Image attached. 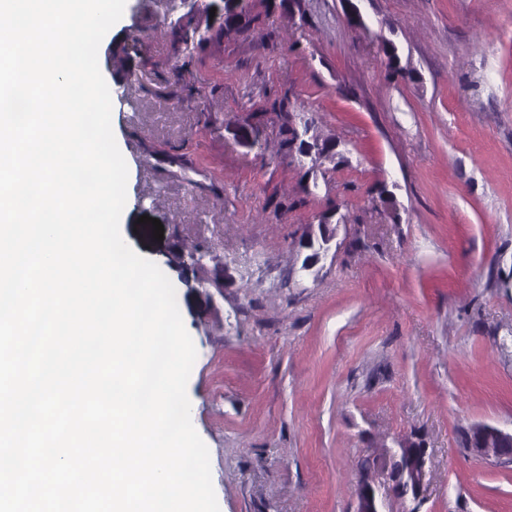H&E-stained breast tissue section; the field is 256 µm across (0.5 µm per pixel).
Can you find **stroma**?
Masks as SVG:
<instances>
[{"label":"stroma","mask_w":512,"mask_h":512,"mask_svg":"<svg viewBox=\"0 0 512 512\" xmlns=\"http://www.w3.org/2000/svg\"><path fill=\"white\" fill-rule=\"evenodd\" d=\"M254 10L178 54L161 32L182 0H126L98 51L128 166L120 233L175 288L220 512H350L358 461L411 435L431 460L420 512H512V464L460 445L512 426V0ZM302 117L335 149L301 167L283 130ZM335 211L302 276L309 225ZM330 224H318L319 235L309 234L306 240V246L314 249V252L305 259L301 266V271H309L318 262L321 254H327L330 251V244L336 236L335 230L330 229ZM317 243L318 248L315 249Z\"/></svg>","instance_id":"stroma-1"}]
</instances>
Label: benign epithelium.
<instances>
[{
    "instance_id": "1",
    "label": "benign epithelium",
    "mask_w": 512,
    "mask_h": 512,
    "mask_svg": "<svg viewBox=\"0 0 512 512\" xmlns=\"http://www.w3.org/2000/svg\"><path fill=\"white\" fill-rule=\"evenodd\" d=\"M319 234L308 235L306 246L313 253L305 259L301 271L313 268L321 255L330 251L336 236L327 224L318 225ZM470 451L488 461L512 458V429L494 425L473 426ZM374 467L359 475L355 489L353 512H388L390 497L401 493V480L407 478L413 484L417 501H422L426 492L428 471V448L408 439L398 442L397 449L382 448L373 453Z\"/></svg>"
}]
</instances>
